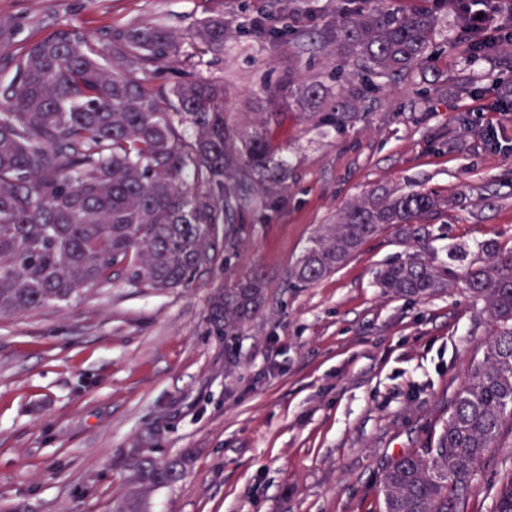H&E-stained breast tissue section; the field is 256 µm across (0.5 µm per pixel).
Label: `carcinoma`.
I'll list each match as a JSON object with an SVG mask.
<instances>
[{"mask_svg": "<svg viewBox=\"0 0 512 512\" xmlns=\"http://www.w3.org/2000/svg\"><path fill=\"white\" fill-rule=\"evenodd\" d=\"M378 2L337 5L336 24L321 31L322 44L349 59L355 80L336 78L334 92L278 85L267 89L269 100L286 88L300 107L325 103V111L305 113L316 127L347 126L370 92L368 77L410 75L432 54L440 17L462 23L448 0H436L434 10ZM226 34L224 20L203 22L191 35L195 53H223ZM176 46L157 27L131 28L100 46L72 29L14 58V77L0 81V317L67 302L114 273L154 290L185 287L223 263L237 219L282 202L278 113L240 133L228 124L220 83L146 88ZM114 52L125 71L112 64ZM452 203L432 191H368L323 225L293 271L298 285H313L392 227L408 251L378 272L379 287L422 298L460 286L484 303L492 324L439 431L383 467V512H468L479 470L512 437V251L487 242L477 257L460 248L449 262L434 261L427 220ZM266 301L257 273L211 293L206 324L224 340L228 362L239 331ZM129 469L124 512H148L146 493L179 477L176 463L150 454L133 458ZM488 512H512V469Z\"/></svg>", "mask_w": 512, "mask_h": 512, "instance_id": "carcinoma-1", "label": "carcinoma"}]
</instances>
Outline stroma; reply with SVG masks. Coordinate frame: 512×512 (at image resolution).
Here are the masks:
<instances>
[{"label":"stroma","instance_id":"stroma-1","mask_svg":"<svg viewBox=\"0 0 512 512\" xmlns=\"http://www.w3.org/2000/svg\"><path fill=\"white\" fill-rule=\"evenodd\" d=\"M335 11L336 0H0V79L59 30L101 42L155 26L177 35L179 52L148 88L219 80L228 121L245 132L268 87L352 80L348 60L310 41ZM212 18L229 31L224 51L196 55L189 36ZM260 19L271 32H256ZM510 84L441 18L430 60L407 79H376L348 128L316 129L288 109L275 134L286 200L244 218L220 268L166 291L119 277L0 318V512H118L126 464L148 450L184 463L150 492V512H383V464L440 428L491 327L462 289L415 299L378 288L377 270L403 251L390 229L315 285L293 286L291 274L321 225L376 187L454 198L433 221L440 260L457 244L512 250V110L483 109ZM489 121L501 128L495 149L479 140ZM254 271L268 299L228 369L207 333L209 296ZM509 467L512 444L480 469L469 512H487L486 491Z\"/></svg>","mask_w":512,"mask_h":512}]
</instances>
